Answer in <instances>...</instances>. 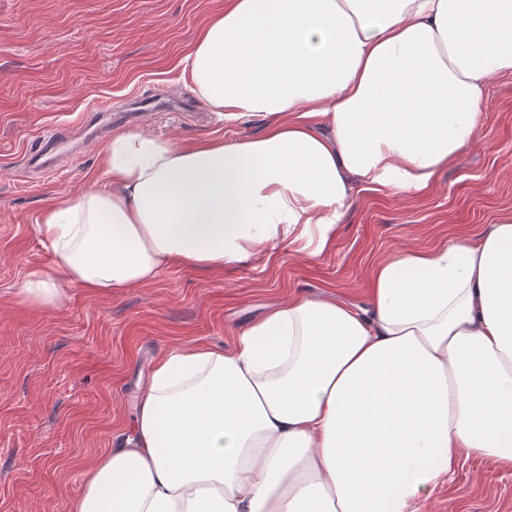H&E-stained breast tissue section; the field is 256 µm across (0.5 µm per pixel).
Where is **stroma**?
Instances as JSON below:
<instances>
[{
	"mask_svg": "<svg viewBox=\"0 0 512 512\" xmlns=\"http://www.w3.org/2000/svg\"><path fill=\"white\" fill-rule=\"evenodd\" d=\"M221 0H0V512H67L96 455L133 433L138 384L154 358L184 344L232 347L236 330L301 292L363 302L371 266L399 249L484 234L512 215V72L488 85L472 147L431 189L360 191L317 256L282 253L204 276L173 267L112 295L68 285L36 230L51 203L84 191L98 141L71 165L32 178L41 135L79 127L91 108L123 112L113 130L177 142L235 140L267 120L227 121L182 77L181 60ZM170 92L200 116L169 108L127 116ZM44 275L66 289L38 310L16 294ZM416 512H512V470L469 456Z\"/></svg>",
	"mask_w": 512,
	"mask_h": 512,
	"instance_id": "obj_1",
	"label": "stroma"
}]
</instances>
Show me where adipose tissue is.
Wrapping results in <instances>:
<instances>
[{
  "mask_svg": "<svg viewBox=\"0 0 512 512\" xmlns=\"http://www.w3.org/2000/svg\"><path fill=\"white\" fill-rule=\"evenodd\" d=\"M233 141L119 131L37 232L69 284L145 287L336 241L363 189H430L512 72V0H224L184 58ZM476 455L512 469V215L375 263L364 303L295 293L232 348L160 357L71 512H411Z\"/></svg>",
  "mask_w": 512,
  "mask_h": 512,
  "instance_id": "1",
  "label": "adipose tissue"
}]
</instances>
